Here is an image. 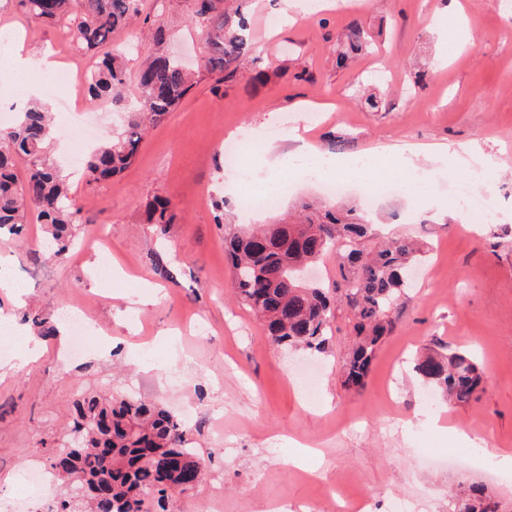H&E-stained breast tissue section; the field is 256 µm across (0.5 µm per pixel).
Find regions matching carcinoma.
I'll return each mask as SVG.
<instances>
[{
    "mask_svg": "<svg viewBox=\"0 0 512 512\" xmlns=\"http://www.w3.org/2000/svg\"><path fill=\"white\" fill-rule=\"evenodd\" d=\"M25 11L50 23L73 22L78 49L91 51L110 43L112 33L141 16V0H19ZM196 0L193 19L206 44L202 70L232 76L241 62L256 63L243 0ZM143 25L158 44L166 40L165 23L146 16ZM348 52L362 48V30L348 26ZM127 78L120 55L106 54L88 80L90 97L122 112ZM140 109L127 112L116 142H106L86 160L88 182L121 174L135 161L148 127L163 122L192 88L189 72L163 53L148 57L139 74ZM52 136L50 116L38 106L17 113L14 123L0 127V229L18 233L31 214L45 225L47 262L66 258L73 244L82 207L49 162L46 145ZM29 161L18 181L14 157ZM171 202L156 196L146 223L159 235L176 222ZM224 251L233 269L231 292L259 317L271 342L284 350L322 352L331 335V319L339 306L352 317L355 342L343 364L341 386L361 392L371 364L395 326V307L410 286L408 268L422 252L408 237L375 242L372 225L353 208L305 216L298 224L250 226L224 233ZM336 252L342 268L343 292L309 283L304 273L324 255ZM414 371L448 404L465 406L478 399L484 373L465 351H434L417 359ZM71 436L79 444L50 460L56 479L67 487L80 483L85 494L67 493L48 501V512H168L169 495L193 489L188 474L202 480L204 464L190 446L187 428L169 410L128 397L103 398L89 393L73 403ZM457 512H499L500 502L479 485L459 492Z\"/></svg>",
    "mask_w": 512,
    "mask_h": 512,
    "instance_id": "carcinoma-1",
    "label": "carcinoma"
}]
</instances>
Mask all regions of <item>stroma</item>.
I'll list each match as a JSON object with an SVG mask.
<instances>
[{
	"mask_svg": "<svg viewBox=\"0 0 512 512\" xmlns=\"http://www.w3.org/2000/svg\"><path fill=\"white\" fill-rule=\"evenodd\" d=\"M460 26L442 0H335L290 26L271 30L279 0H251L248 16L258 66L233 77L196 70L205 50L192 19L193 0H142L141 10L167 23L158 45L139 22L112 36L125 54L128 101L147 56H179L195 69L189 94L147 135L134 163L114 180L87 184L65 162L70 113L53 110L48 151L84 204L88 224L59 263H40L45 233L30 222L22 235L0 233L5 271H34L19 294L0 290V315L27 325L35 312L59 316L71 302L88 304L105 337L64 360L58 337L28 364L0 357V495L18 484L24 463L48 467L64 451L72 404L84 394H124L191 416L187 436L206 461L193 490L175 493L168 512H313L326 489L369 500L368 512H390L394 499L416 512H450L451 484L483 483L512 512V473L495 455L512 452V16L491 0H461ZM366 48L337 65L351 23ZM14 30L23 56L52 52L71 66L72 32L0 0V31ZM374 92L378 108L361 104ZM325 105L329 121L306 135L341 154L403 148L427 153L477 149L494 160L482 184L501 211L471 225L448 189L466 177L458 168L438 177L440 211L388 193L365 219L377 231L422 240L416 282L398 305L396 328L379 349L361 394L341 388L351 346L346 312L331 321L326 352L304 355L272 345L251 311L230 295L217 210L235 224L288 223L308 201L332 206L319 184H293L273 212L242 214L226 187L221 138L251 127L268 133L300 105ZM168 198L177 219L157 236L144 218L154 196ZM107 237L125 282L111 286L89 243ZM472 352L485 376L477 402L428 407L429 388L413 369L428 350Z\"/></svg>",
	"mask_w": 512,
	"mask_h": 512,
	"instance_id": "stroma-1",
	"label": "stroma"
}]
</instances>
